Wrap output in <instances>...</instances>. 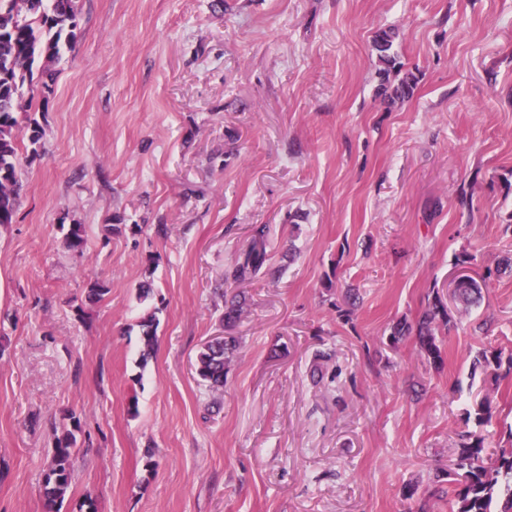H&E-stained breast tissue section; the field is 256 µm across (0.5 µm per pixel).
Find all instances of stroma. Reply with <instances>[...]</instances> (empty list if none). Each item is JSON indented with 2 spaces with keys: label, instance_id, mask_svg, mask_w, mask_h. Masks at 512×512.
<instances>
[{
  "label": "stroma",
  "instance_id": "stroma-1",
  "mask_svg": "<svg viewBox=\"0 0 512 512\" xmlns=\"http://www.w3.org/2000/svg\"><path fill=\"white\" fill-rule=\"evenodd\" d=\"M79 8L0 227V512H46L68 431L61 512H448L432 491L483 395L487 452L512 434V371L469 375L481 346L512 355V274H486L512 256V0ZM381 28L419 78L392 105ZM257 224L282 273L238 284L240 347L216 392L197 355L224 333L218 289ZM462 265L486 276L484 300L443 331V365L415 338L388 346ZM95 281L108 292L91 300ZM393 40L394 32L392 29H378L373 37L374 46L378 52V74L383 81H388L390 74H399L403 69V65H401V63L397 61L396 56L390 52ZM156 313V308H154L145 313L139 321L138 326L141 328V341L143 344V360H147L151 353L154 352L157 342L156 335L159 322ZM74 443L72 433L59 438L54 448L51 464L43 483V498L47 512H60L71 484V456Z\"/></svg>",
  "mask_w": 512,
  "mask_h": 512
}]
</instances>
